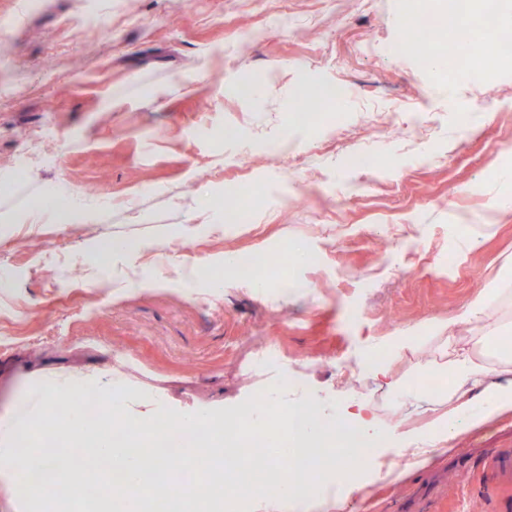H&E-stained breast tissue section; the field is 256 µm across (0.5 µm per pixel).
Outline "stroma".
Here are the masks:
<instances>
[{
    "label": "stroma",
    "instance_id": "35a3bbf8",
    "mask_svg": "<svg viewBox=\"0 0 512 512\" xmlns=\"http://www.w3.org/2000/svg\"><path fill=\"white\" fill-rule=\"evenodd\" d=\"M400 35L398 0H0V265L17 274L0 292V422L70 373L120 380L130 410L156 415H220L294 374L331 394L326 415L381 391L387 444L364 491L255 512H512V474L487 458L512 454V414L399 483L377 478L404 456L394 424L428 414L385 397L367 357L448 322L503 268L484 332L512 334V69L438 77L391 52ZM322 84L339 104L296 126L303 89ZM407 110L428 135L371 137L370 113ZM284 140L307 156L300 178L272 153ZM355 157L370 166L350 171ZM244 178L248 219L225 223L206 202ZM58 183L111 201L86 200L66 228L37 219ZM102 232L149 247L89 260ZM228 254L261 257L265 291L225 274ZM253 337L278 369L249 371Z\"/></svg>",
    "mask_w": 512,
    "mask_h": 512
}]
</instances>
